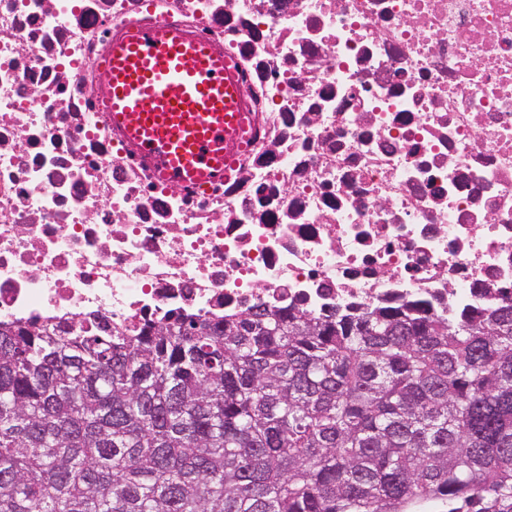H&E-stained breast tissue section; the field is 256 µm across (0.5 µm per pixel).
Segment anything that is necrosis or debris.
<instances>
[{
	"label": "necrosis or debris",
	"instance_id": "4bbe7bcc",
	"mask_svg": "<svg viewBox=\"0 0 512 512\" xmlns=\"http://www.w3.org/2000/svg\"><path fill=\"white\" fill-rule=\"evenodd\" d=\"M223 54L236 163L154 177L99 95L129 27ZM512 299V0H0V322Z\"/></svg>",
	"mask_w": 512,
	"mask_h": 512
}]
</instances>
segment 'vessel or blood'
Returning <instances> with one entry per match:
<instances>
[{"mask_svg": "<svg viewBox=\"0 0 512 512\" xmlns=\"http://www.w3.org/2000/svg\"><path fill=\"white\" fill-rule=\"evenodd\" d=\"M101 87L124 140L164 180L223 177L238 136L241 100L224 57L160 22L113 41Z\"/></svg>", "mask_w": 512, "mask_h": 512, "instance_id": "1", "label": "vessel or blood"}]
</instances>
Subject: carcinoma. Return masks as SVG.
<instances>
[{
	"label": "carcinoma",
	"mask_w": 512,
	"mask_h": 512,
	"mask_svg": "<svg viewBox=\"0 0 512 512\" xmlns=\"http://www.w3.org/2000/svg\"><path fill=\"white\" fill-rule=\"evenodd\" d=\"M512 512V303L0 324V512Z\"/></svg>",
	"instance_id": "carcinoma-1"
}]
</instances>
